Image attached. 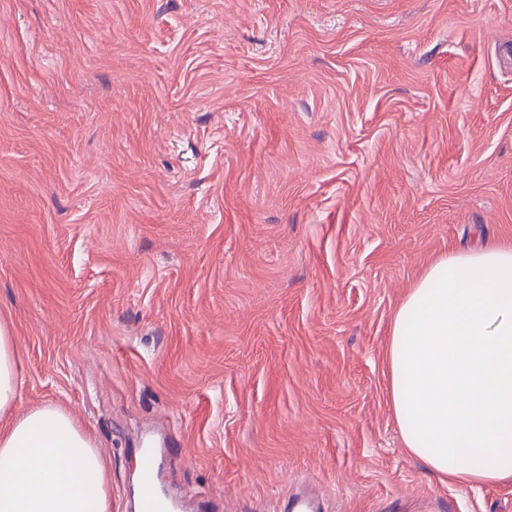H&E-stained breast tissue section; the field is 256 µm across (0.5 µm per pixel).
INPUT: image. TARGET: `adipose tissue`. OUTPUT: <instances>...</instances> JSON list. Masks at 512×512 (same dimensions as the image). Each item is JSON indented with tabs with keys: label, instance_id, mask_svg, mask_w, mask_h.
Instances as JSON below:
<instances>
[{
	"label": "adipose tissue",
	"instance_id": "obj_1",
	"mask_svg": "<svg viewBox=\"0 0 512 512\" xmlns=\"http://www.w3.org/2000/svg\"><path fill=\"white\" fill-rule=\"evenodd\" d=\"M389 400L405 448L452 482L512 480V241L436 258L396 312ZM18 347L0 322V512H112L103 459L63 409L15 407Z\"/></svg>",
	"mask_w": 512,
	"mask_h": 512
}]
</instances>
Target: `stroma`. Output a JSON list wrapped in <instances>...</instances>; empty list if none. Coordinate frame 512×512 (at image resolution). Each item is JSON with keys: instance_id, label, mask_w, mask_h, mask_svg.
<instances>
[{"instance_id": "stroma-1", "label": "stroma", "mask_w": 512, "mask_h": 512, "mask_svg": "<svg viewBox=\"0 0 512 512\" xmlns=\"http://www.w3.org/2000/svg\"><path fill=\"white\" fill-rule=\"evenodd\" d=\"M512 240V0H0V320L21 409L187 512H512L404 448L392 320ZM160 460L161 454L157 448H140L136 488L138 512H179L180 510L179 505L161 490Z\"/></svg>"}]
</instances>
